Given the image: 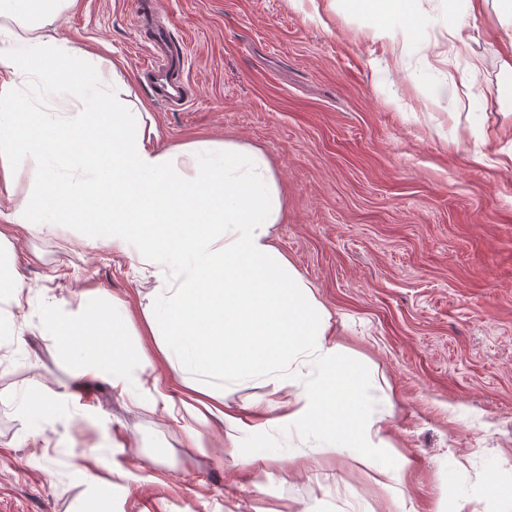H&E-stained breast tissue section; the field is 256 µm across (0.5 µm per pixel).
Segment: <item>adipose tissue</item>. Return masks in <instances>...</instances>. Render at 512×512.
Returning a JSON list of instances; mask_svg holds the SVG:
<instances>
[{
  "mask_svg": "<svg viewBox=\"0 0 512 512\" xmlns=\"http://www.w3.org/2000/svg\"><path fill=\"white\" fill-rule=\"evenodd\" d=\"M0 0V26L10 41L6 64L17 76L40 71L49 86L67 87L82 111L51 119L26 108L13 83H0V294L11 311L0 314L10 334L14 313L27 300L11 247L19 235H52L77 227L89 246L135 255L157 281L143 316L164 361L197 393L188 405L200 424L209 417L231 433L234 455L247 458L253 429L222 409L226 384L262 377L274 396L256 414L317 434L315 454L329 460L350 448L382 489L400 482L409 460L392 456L385 417L372 415L360 395L363 377L330 334L331 314L276 246L281 220L278 181L262 154L228 141H191L171 150L157 146L144 102L128 98L123 72L87 54L79 76L57 67L66 43L56 22L77 0ZM328 10L366 20L383 43L417 35L426 25L418 0H326ZM111 125L110 142L86 138ZM135 316L120 299L82 294L76 314L50 311L43 333L63 352L80 354L83 373L108 377L130 404L171 412L161 389L146 390L134 367L145 350L125 340ZM318 371L306 381L303 370Z\"/></svg>",
  "mask_w": 512,
  "mask_h": 512,
  "instance_id": "adipose-tissue-1",
  "label": "adipose tissue"
}]
</instances>
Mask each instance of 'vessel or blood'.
<instances>
[{"label":"vessel or blood","mask_w":512,"mask_h":512,"mask_svg":"<svg viewBox=\"0 0 512 512\" xmlns=\"http://www.w3.org/2000/svg\"><path fill=\"white\" fill-rule=\"evenodd\" d=\"M183 52L181 44L170 39L167 28L157 26L152 29L150 60L141 70L142 77L152 93L172 108L187 103L184 85L175 77Z\"/></svg>","instance_id":"vessel-or-blood-1"}]
</instances>
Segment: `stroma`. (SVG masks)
<instances>
[{
	"label": "stroma",
	"instance_id": "stroma-1",
	"mask_svg": "<svg viewBox=\"0 0 512 512\" xmlns=\"http://www.w3.org/2000/svg\"><path fill=\"white\" fill-rule=\"evenodd\" d=\"M136 0H78L57 23L68 55L119 62L149 106L160 145L233 141L261 151L279 181V249L331 314V331L367 378L369 411L387 416L391 443L411 463L378 488L351 452L315 463V435L266 423L253 405L272 387L226 386V409L255 425L277 459L241 461L219 422L207 454L187 447L186 420L130 405L108 379L76 377L38 326L77 310L97 288L133 312L149 305L150 270L86 246L75 232L20 236L16 267L30 288L0 337V512H75L95 486L108 512H503L512 491V168L476 162L512 129L508 40L497 0H474L471 40L458 50L448 0H419L428 24L390 45L348 16L328 24L308 0H161L186 55L189 102L170 109L139 80L149 56ZM466 73L457 95L442 82ZM52 117L82 105L39 72L0 82ZM148 371L174 409L187 389L144 337ZM58 410L26 415L31 397Z\"/></svg>",
	"mask_w": 512,
	"mask_h": 512
}]
</instances>
